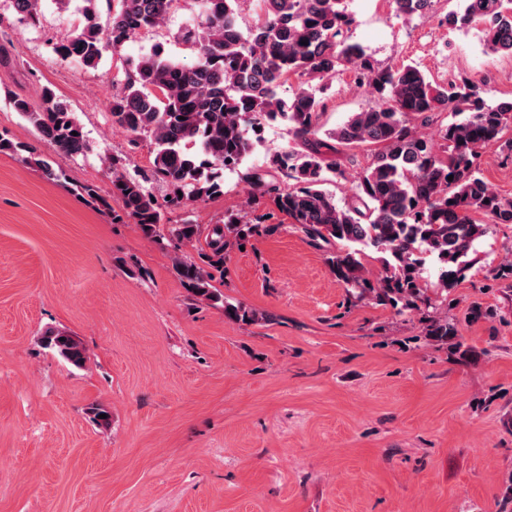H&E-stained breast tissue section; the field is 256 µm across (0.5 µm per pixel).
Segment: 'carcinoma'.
I'll return each instance as SVG.
<instances>
[{"mask_svg":"<svg viewBox=\"0 0 512 512\" xmlns=\"http://www.w3.org/2000/svg\"><path fill=\"white\" fill-rule=\"evenodd\" d=\"M99 2L83 0L79 26L55 47L61 59L97 65L106 50H117L158 27L175 0H116L105 26L100 23ZM240 2L197 0L202 21L180 33L182 41L196 48V61L174 62L156 47L131 63L122 92L112 96V124L131 134L135 143L142 137L151 140V175L169 188L170 199L159 203L140 182L124 174L114 157L109 159L108 197L88 185L79 195L100 203L113 221L133 222L148 237L166 231L184 244L205 237L202 263L176 259L180 281L193 297L220 302L229 317L250 325L257 320L256 313L224 303L213 282L216 275H224L231 245L271 233L278 225L251 224L230 215L204 236L201 225L188 217L164 227L163 209L185 210L193 202L223 194L222 172L244 164L259 145L265 124L286 122L294 140L309 150H278L270 155L269 164L293 185L283 189L263 174L247 171L244 180L253 194L269 196L310 241L330 248L326 261L348 301L371 300L398 315L417 311L427 340L458 343L455 319L438 315L425 296L421 267L424 256L435 257L440 285L449 292L465 277L474 242L489 225L512 224V197L501 196L481 171L487 146L497 143L512 153V137H506L512 131V98L489 103L485 90L464 76L438 84L415 65H374L358 46L347 43L356 19L346 0H258L262 18L245 30L238 23ZM431 3L392 0L395 15L401 18L424 15ZM41 4L42 0H13L15 11L33 25L40 21ZM441 23L458 31L478 27L487 52L512 57V0H466L463 11L448 13ZM345 68L352 71L356 84L373 88L376 99L323 133L318 84ZM292 76L301 84L284 100L277 89ZM8 103L56 152L77 155L88 149L80 121L52 90H43L35 106L19 96L9 97ZM441 112L450 113L453 120L441 125L436 149L414 122L427 123ZM365 147L373 149L371 162L340 205L323 185L327 173L339 174L341 169L336 162L324 163V155ZM2 152L35 165L49 179H66L32 145L4 133ZM474 213L487 217L488 223L476 222ZM366 248L383 254V273L374 279L361 262ZM39 343L76 368L86 365L83 344L65 330L48 328ZM86 415L98 426L110 424L111 414L100 403L90 404Z\"/></svg>","mask_w":512,"mask_h":512,"instance_id":"carcinoma-1","label":"carcinoma"}]
</instances>
